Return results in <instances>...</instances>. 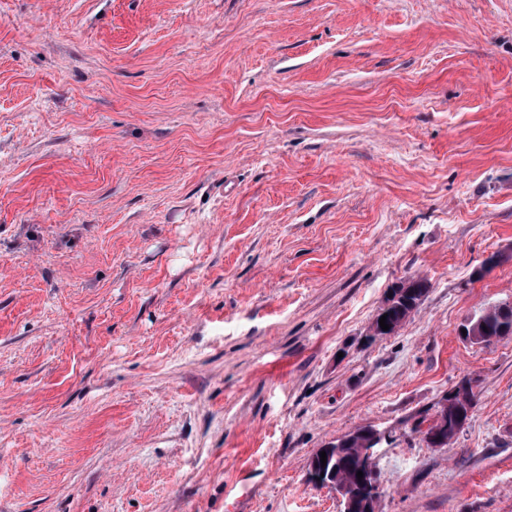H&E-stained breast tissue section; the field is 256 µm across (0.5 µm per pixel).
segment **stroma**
<instances>
[{
    "mask_svg": "<svg viewBox=\"0 0 512 512\" xmlns=\"http://www.w3.org/2000/svg\"><path fill=\"white\" fill-rule=\"evenodd\" d=\"M507 299L512 0H0V512H512ZM413 278L411 288H391L384 306L380 309L382 313L377 314V321L387 314L386 322L399 325L418 309L422 299L428 293L429 282L424 277L413 276ZM392 325L388 330L396 332L399 327H392ZM467 336L473 343L489 345L512 336V306L491 304L474 314L465 325ZM454 395L456 398H454L455 407L452 409L451 417H454L456 419H461L463 415H470V409H469V399L472 396V393H475L473 390V387L471 383L463 382L461 383L455 390ZM447 396L448 400L441 399L439 400V404H437V409L434 414V419L432 423L437 419L438 414L437 412L440 410V407L443 409L444 416L446 417V420L442 422L439 427L434 429L433 431L426 434L427 430H431L434 427V424L429 425L427 427V430L422 431V424L424 423V419L418 420L412 430L414 432H418L423 434H426L425 441L428 445H430L432 448H447L448 447V436L450 438H455L456 435L461 432L464 428V426L459 427L457 430L454 429L453 426H448V404L452 401V394ZM442 410H440L439 415H441ZM469 419V416L467 420ZM360 444L361 443L359 442H352L346 444L342 448H333L334 450L337 449V454L334 452L331 455L326 456L325 467H322V463L320 461V452L324 448H320L312 456L309 462V468L313 465L319 474L324 473V476H322L323 481H328L339 487L345 485L350 489V491L361 496L366 486L358 480L357 472L362 471L369 482L372 480L377 482V472L376 463L374 465L373 473L369 472L365 467L361 459L359 448Z\"/></svg>",
    "mask_w": 512,
    "mask_h": 512,
    "instance_id": "35a3bbf8",
    "label": "stroma"
}]
</instances>
